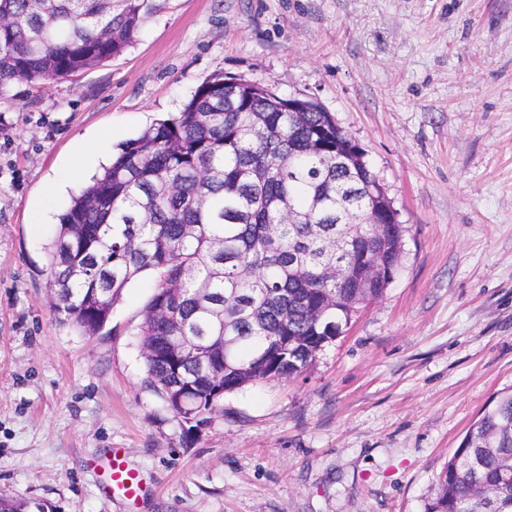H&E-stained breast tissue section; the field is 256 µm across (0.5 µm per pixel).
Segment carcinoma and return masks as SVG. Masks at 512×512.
<instances>
[{
    "mask_svg": "<svg viewBox=\"0 0 512 512\" xmlns=\"http://www.w3.org/2000/svg\"><path fill=\"white\" fill-rule=\"evenodd\" d=\"M158 0H0V93L16 82L63 80L125 52ZM228 106L224 76L202 81L176 116L160 119L119 147L59 215L47 257L56 314L93 336L127 286L156 274L140 326L149 384L182 424L206 422L224 394L305 371L330 342L323 324H347L383 297L355 274L326 279L377 243L361 225L353 254L326 244L352 213L367 215L371 168L355 179L336 164L333 117L316 103L292 114L288 99L241 81ZM323 142L313 152L309 142ZM286 203L308 224L283 221ZM89 242L67 249L74 225ZM181 292L166 316L153 310ZM192 338L210 359L231 354L219 377L176 346ZM224 386L214 394L212 382ZM182 393L183 404L172 399ZM512 390L500 392L473 423L437 476L423 512H486L498 500L512 512ZM44 512L40 504L0 497V512Z\"/></svg>",
    "mask_w": 512,
    "mask_h": 512,
    "instance_id": "1",
    "label": "carcinoma"
}]
</instances>
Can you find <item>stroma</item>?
I'll return each instance as SVG.
<instances>
[{
    "label": "stroma",
    "mask_w": 512,
    "mask_h": 512,
    "mask_svg": "<svg viewBox=\"0 0 512 512\" xmlns=\"http://www.w3.org/2000/svg\"><path fill=\"white\" fill-rule=\"evenodd\" d=\"M133 47L0 99V496L48 512H423L512 387V0H159ZM313 99L408 229L384 297L291 379L225 394L192 438L147 382L155 276L103 330L50 307L30 213L76 145L180 112L212 74ZM120 448L137 501L103 490Z\"/></svg>",
    "instance_id": "obj_1"
}]
</instances>
